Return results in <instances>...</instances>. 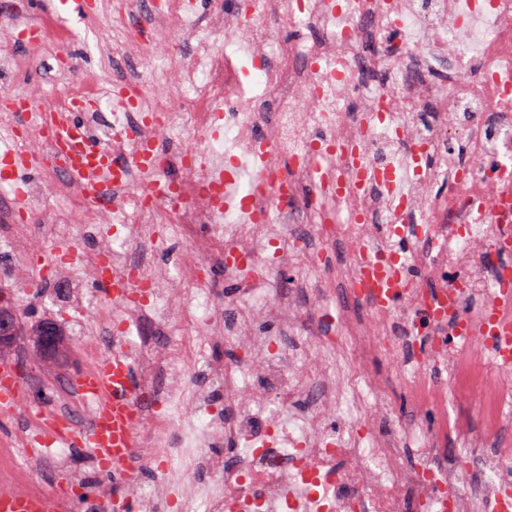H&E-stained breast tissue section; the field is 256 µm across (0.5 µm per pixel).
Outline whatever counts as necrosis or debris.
<instances>
[{
  "mask_svg": "<svg viewBox=\"0 0 512 512\" xmlns=\"http://www.w3.org/2000/svg\"><path fill=\"white\" fill-rule=\"evenodd\" d=\"M101 10L110 51L134 67L74 73L53 19L41 36L58 48L51 86L0 97L66 115L117 87L124 100L112 105L105 147L130 159L143 143L173 145L156 169L133 168L104 213L39 127L12 141L43 160L30 196L50 237L67 245L122 227L120 243L53 263L48 276L104 266L149 289L142 302L100 305L79 347L90 370L109 353L102 337L122 334L158 396L135 450L157 483L125 482L124 495L141 512L176 502L184 512H512V348L469 340L492 315L512 319V307L495 306L512 282V0H237L226 12L219 0H103ZM253 160L268 187L249 192L242 222L215 206L210 170L238 173ZM173 169L170 200L148 195ZM162 224L182 243L173 276L154 266ZM0 244L17 278L43 255L23 222ZM371 246L408 277L397 308L363 320L355 274ZM332 249L335 292L310 300L309 274ZM214 264L242 272L237 297L207 284ZM428 303L441 316L420 337L415 315ZM215 342L237 360L210 358ZM347 343L402 364L414 465L378 431L364 387L373 373L346 364ZM442 367L459 391L480 384L479 427L449 417L429 377ZM18 407L24 425L0 439V487L37 496L22 457L46 448L65 461L64 427L97 404L66 386L51 404ZM452 431L478 462L471 481L446 447ZM226 444L232 456L218 454Z\"/></svg>",
  "mask_w": 512,
  "mask_h": 512,
  "instance_id": "4bbe7bcc",
  "label": "necrosis or debris"
}]
</instances>
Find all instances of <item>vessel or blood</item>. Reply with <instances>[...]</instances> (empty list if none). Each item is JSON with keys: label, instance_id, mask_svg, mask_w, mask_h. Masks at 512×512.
Segmentation results:
<instances>
[{"label": "vessel or blood", "instance_id": "b4317fda", "mask_svg": "<svg viewBox=\"0 0 512 512\" xmlns=\"http://www.w3.org/2000/svg\"><path fill=\"white\" fill-rule=\"evenodd\" d=\"M43 130L61 150L72 156L67 173L73 178H85L90 199L101 205L111 204L112 188L122 179L128 167L127 161L107 154L101 144L87 135L82 116L74 115L44 124ZM41 169L42 164L35 157L20 154L11 158L9 193L14 209L20 215L28 213L26 187ZM376 271L381 272L382 277L374 288L368 290V298L376 304L398 306L403 298V273L383 267L379 262H368L361 266L359 275L364 278ZM93 283L103 296L115 298L134 295L137 287L133 281L115 280L104 269L98 271ZM476 340L488 346L510 344L512 322L493 319ZM76 389L83 394L97 395L102 405L86 429L65 432L69 447L92 449L98 464L123 477H133L131 450L137 445L139 406L145 397L133 358L125 352L112 353L92 374L80 375ZM21 390L22 382L12 366L0 363L1 415H10ZM72 505V500L63 495L48 501L12 491H0V512H72Z\"/></svg>", "mask_w": 512, "mask_h": 512}]
</instances>
